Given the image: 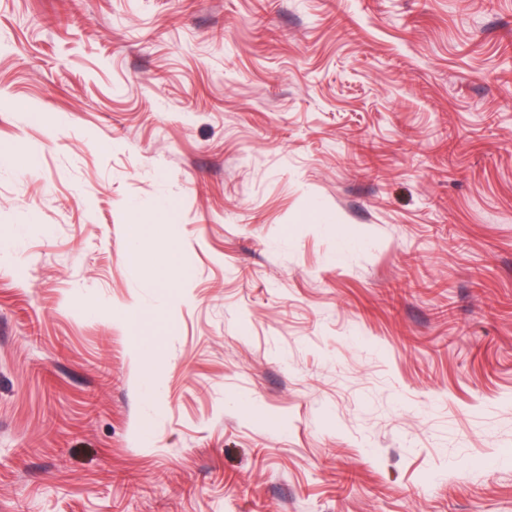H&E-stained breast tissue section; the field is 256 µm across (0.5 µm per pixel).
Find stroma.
Instances as JSON below:
<instances>
[{"mask_svg": "<svg viewBox=\"0 0 512 512\" xmlns=\"http://www.w3.org/2000/svg\"><path fill=\"white\" fill-rule=\"evenodd\" d=\"M0 512H512V0H0Z\"/></svg>", "mask_w": 512, "mask_h": 512, "instance_id": "35a3bbf8", "label": "stroma"}]
</instances>
